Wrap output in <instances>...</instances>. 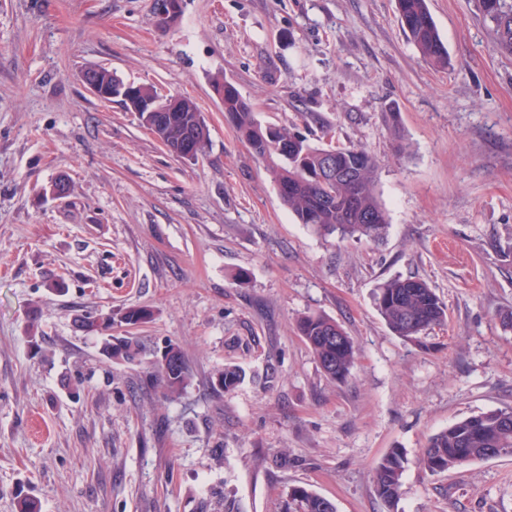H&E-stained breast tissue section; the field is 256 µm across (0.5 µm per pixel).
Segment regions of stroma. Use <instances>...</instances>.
<instances>
[{
	"mask_svg": "<svg viewBox=\"0 0 512 512\" xmlns=\"http://www.w3.org/2000/svg\"><path fill=\"white\" fill-rule=\"evenodd\" d=\"M152 5L0 0V512L23 495L40 512H279L294 486L337 512H512V455L420 464L449 425L512 408V55L479 0H428L444 69L407 40L396 0H183L165 30ZM89 66L191 98L205 154L171 155L83 87ZM216 76L261 122L375 155L383 242L299 224L226 122ZM398 277L436 291L444 325L388 328L375 296ZM128 307L153 316L113 321L144 346L116 363L75 320ZM308 314L352 339L346 382L300 336ZM170 342L192 373L174 399L151 375ZM227 365L244 373L229 392L214 384ZM392 448L406 464L390 507L374 472Z\"/></svg>",
	"mask_w": 512,
	"mask_h": 512,
	"instance_id": "stroma-1",
	"label": "stroma"
}]
</instances>
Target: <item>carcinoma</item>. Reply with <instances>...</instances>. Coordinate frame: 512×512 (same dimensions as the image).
Masks as SVG:
<instances>
[{
	"label": "carcinoma",
	"mask_w": 512,
	"mask_h": 512,
	"mask_svg": "<svg viewBox=\"0 0 512 512\" xmlns=\"http://www.w3.org/2000/svg\"><path fill=\"white\" fill-rule=\"evenodd\" d=\"M481 12L493 29L500 49L512 54V0H479ZM403 32L423 59L437 67L448 66V49L441 40L427 0H397ZM184 112H167L165 130L171 137L183 128H207L203 114L191 99L183 98ZM224 117L252 155L266 164L283 204L298 223L316 234L380 240L388 228V215L376 195L378 160L358 144L313 146L297 132L283 126L264 125L256 119L249 102L239 90L224 95ZM334 152V166L349 177H320ZM378 311L396 335L413 339L421 332L445 321L447 308L425 281L408 277L386 281L376 295ZM150 310L126 309L121 318L127 325L147 322ZM79 327L105 337L109 359L134 363L142 345L136 336H112V314L100 313L79 319ZM298 330L331 380L343 383L351 373L356 351L350 337L334 320L310 314L300 318ZM166 395L174 398L189 385L191 375L181 347L166 346V364L158 365ZM242 380V371L224 366L216 383L230 391ZM512 454V410H494L461 419L430 438L421 455L425 471L434 475L461 468L474 461ZM405 459L393 448L375 471V491L388 504L397 502ZM280 512H337L335 504L317 493L294 486L282 501Z\"/></svg>",
	"instance_id": "carcinoma-1"
}]
</instances>
